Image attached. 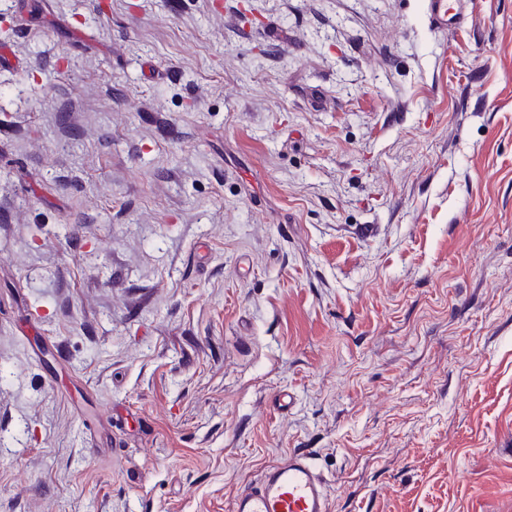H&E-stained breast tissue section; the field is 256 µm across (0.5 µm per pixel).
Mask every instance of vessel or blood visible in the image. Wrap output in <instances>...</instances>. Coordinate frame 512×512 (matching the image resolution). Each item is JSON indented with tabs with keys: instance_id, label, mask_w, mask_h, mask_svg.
<instances>
[{
	"instance_id": "b4317fda",
	"label": "vessel or blood",
	"mask_w": 512,
	"mask_h": 512,
	"mask_svg": "<svg viewBox=\"0 0 512 512\" xmlns=\"http://www.w3.org/2000/svg\"><path fill=\"white\" fill-rule=\"evenodd\" d=\"M425 10L429 21L441 29L461 19L453 0H426ZM232 512H331L328 483L307 454L292 452L264 468L257 483L238 492Z\"/></svg>"
}]
</instances>
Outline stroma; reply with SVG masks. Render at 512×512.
I'll return each instance as SVG.
<instances>
[{
  "label": "stroma",
  "instance_id": "stroma-1",
  "mask_svg": "<svg viewBox=\"0 0 512 512\" xmlns=\"http://www.w3.org/2000/svg\"><path fill=\"white\" fill-rule=\"evenodd\" d=\"M511 438L512 0H0V512H512ZM453 0H427L426 15L437 28L445 29L461 19V12ZM233 512H330L326 478L303 452L289 453L264 468L254 485L238 492Z\"/></svg>",
  "mask_w": 512,
  "mask_h": 512
}]
</instances>
